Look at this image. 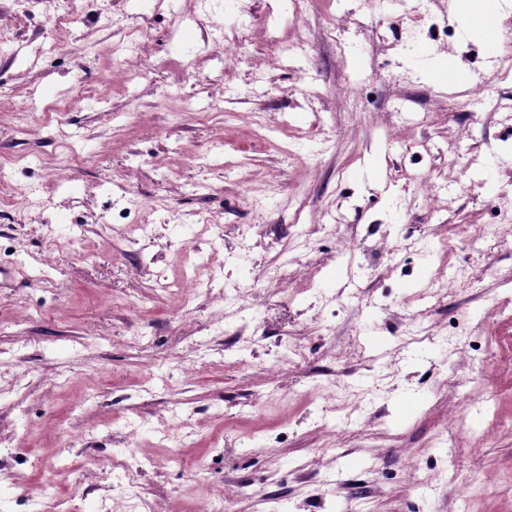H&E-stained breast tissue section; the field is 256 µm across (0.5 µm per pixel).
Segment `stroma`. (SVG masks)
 I'll use <instances>...</instances> for the list:
<instances>
[{
	"mask_svg": "<svg viewBox=\"0 0 512 512\" xmlns=\"http://www.w3.org/2000/svg\"><path fill=\"white\" fill-rule=\"evenodd\" d=\"M452 2L0 0V512H512V0ZM460 11L464 14L465 19L470 26L476 29L479 33L489 35L491 32L487 28H493V23L488 20L486 27H481L479 21L484 16L496 15L497 10L494 6L497 1L495 0H459L457 1Z\"/></svg>",
	"mask_w": 512,
	"mask_h": 512,
	"instance_id": "1",
	"label": "stroma"
}]
</instances>
